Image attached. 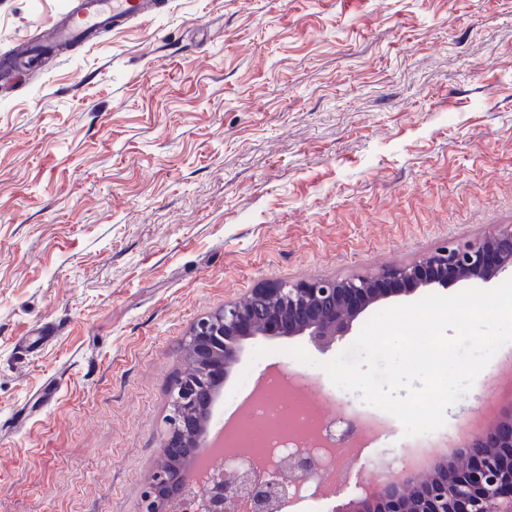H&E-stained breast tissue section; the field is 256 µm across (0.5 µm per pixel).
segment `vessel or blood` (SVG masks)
<instances>
[{"mask_svg":"<svg viewBox=\"0 0 512 512\" xmlns=\"http://www.w3.org/2000/svg\"><path fill=\"white\" fill-rule=\"evenodd\" d=\"M164 6V0H79L64 18L49 26L46 37L53 42H66L88 36L106 24L121 28L128 22L160 14Z\"/></svg>","mask_w":512,"mask_h":512,"instance_id":"vessel-or-blood-1","label":"vessel or blood"}]
</instances>
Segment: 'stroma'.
<instances>
[{"label":"stroma","mask_w":512,"mask_h":512,"mask_svg":"<svg viewBox=\"0 0 512 512\" xmlns=\"http://www.w3.org/2000/svg\"><path fill=\"white\" fill-rule=\"evenodd\" d=\"M69 0H0V57ZM512 225V0H169L0 81V512H142L195 323L273 282L372 276ZM309 337L246 341L381 427L333 498L496 404L502 346L445 426L405 436ZM301 346L312 364L288 355Z\"/></svg>","instance_id":"35a3bbf8"}]
</instances>
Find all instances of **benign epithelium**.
Instances as JSON below:
<instances>
[{
  "instance_id": "obj_1",
  "label": "benign epithelium",
  "mask_w": 512,
  "mask_h": 512,
  "mask_svg": "<svg viewBox=\"0 0 512 512\" xmlns=\"http://www.w3.org/2000/svg\"><path fill=\"white\" fill-rule=\"evenodd\" d=\"M509 268L512 225L370 277L271 283L200 319L185 347L192 370L170 390L166 461L153 474L144 512H176L180 505H192L194 512H288L294 504L290 491H299L304 479L317 474L310 455L289 456L267 473L247 470L227 478L220 470L204 485L180 467L200 449L207 423L202 412L238 362L245 341L307 336L328 346L374 304L420 288L488 282ZM345 512H512V402L496 408L454 460L424 472L408 465L401 479L379 481Z\"/></svg>"
}]
</instances>
